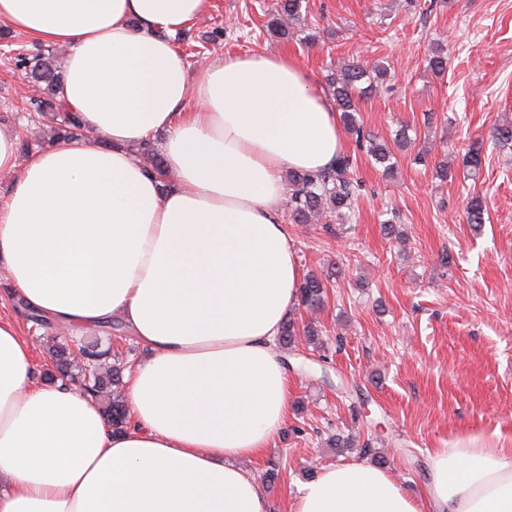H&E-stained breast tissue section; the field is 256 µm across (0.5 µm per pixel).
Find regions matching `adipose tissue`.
Masks as SVG:
<instances>
[{"mask_svg":"<svg viewBox=\"0 0 512 512\" xmlns=\"http://www.w3.org/2000/svg\"><path fill=\"white\" fill-rule=\"evenodd\" d=\"M211 0H0V26L63 48L57 93L84 135L27 161L0 129V270L26 308L147 352L113 431L94 398L39 378L0 316V512H268L240 461L288 417L273 341L299 301L287 170L330 167L336 109L285 53L189 76L172 42ZM163 135L164 175L130 148ZM291 512H512V448H438L426 497L366 461L327 467Z\"/></svg>","mask_w":512,"mask_h":512,"instance_id":"ef3b65f1","label":"adipose tissue"}]
</instances>
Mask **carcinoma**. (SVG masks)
Masks as SVG:
<instances>
[{
    "instance_id": "cac0c4a2",
    "label": "carcinoma",
    "mask_w": 512,
    "mask_h": 512,
    "mask_svg": "<svg viewBox=\"0 0 512 512\" xmlns=\"http://www.w3.org/2000/svg\"><path fill=\"white\" fill-rule=\"evenodd\" d=\"M302 0H278L276 14L267 23L268 30L277 35H287L288 25L300 20ZM58 56L53 48H43L28 56H16V67L32 82L44 86V96L35 100L36 109L45 117L56 122L51 127L52 139L66 141L83 132V125L74 112H70L56 97V87L61 75L57 71ZM448 65L447 52L436 45L427 59V66L436 73L445 71ZM388 66L375 61L364 64L352 61L343 64L336 76L330 78V88L338 111L343 113L347 133L355 136L359 147L389 172L394 168L392 149L385 143H378L374 136L365 131L355 118L362 97L383 83ZM356 160L342 154L334 166L323 172L309 173L292 171L288 174V210L296 224H330L332 219H349L354 201L360 194L362 184L354 177ZM485 201L473 196L467 204V219L470 224L484 222ZM325 281L317 276L307 277L300 285V301L310 310L320 307L326 294ZM120 326L107 323L104 335L92 339L81 338L75 343L60 342L51 347L56 369L61 377L81 384L94 398H106L103 412L112 423V429L121 431L127 427L130 417L126 402L119 391L122 385L123 366L112 357V330ZM319 330L313 323L301 325L293 319L285 321L280 332L279 344L284 349L295 347L298 339L308 343L318 340Z\"/></svg>"
}]
</instances>
